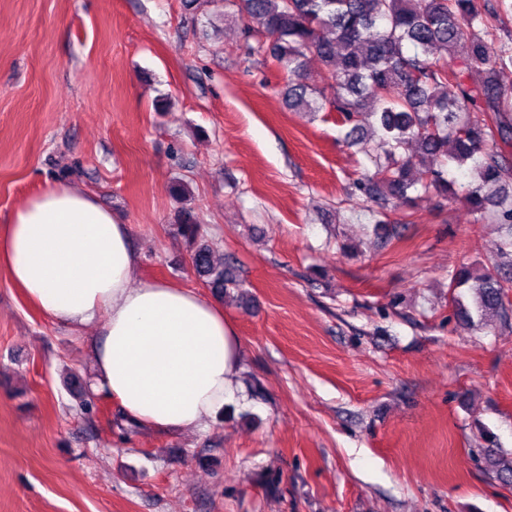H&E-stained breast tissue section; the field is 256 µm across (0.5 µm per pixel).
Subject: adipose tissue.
Segmentation results:
<instances>
[{"label": "adipose tissue", "mask_w": 512, "mask_h": 512, "mask_svg": "<svg viewBox=\"0 0 512 512\" xmlns=\"http://www.w3.org/2000/svg\"><path fill=\"white\" fill-rule=\"evenodd\" d=\"M0 270L52 322L98 324L92 388L134 422L204 430L237 393L244 344L220 300L138 282L127 225L64 183L41 190L0 225Z\"/></svg>", "instance_id": "1"}]
</instances>
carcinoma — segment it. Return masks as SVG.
<instances>
[{
    "label": "carcinoma",
    "mask_w": 512,
    "mask_h": 512,
    "mask_svg": "<svg viewBox=\"0 0 512 512\" xmlns=\"http://www.w3.org/2000/svg\"><path fill=\"white\" fill-rule=\"evenodd\" d=\"M238 14L258 22L243 28L244 48L286 75L288 108L334 112L356 143L376 138L375 172L354 182L375 202L376 225L385 230L389 213L409 200L408 190L448 193L447 166L469 167L464 194L470 210L490 215L507 228L512 249V90L498 74L512 68V45L489 39L488 17L512 4L480 0H229ZM466 43V52L454 48ZM324 65L321 81L334 89L325 97L309 83L306 62ZM483 75L471 83L472 75ZM374 117L371 129L360 124ZM420 165L424 177H413ZM178 231L196 244L191 260L197 276L222 296L240 283L217 261L194 215H180ZM449 301L457 316L486 325L509 305L512 260L485 266L478 275L461 265L450 274ZM478 280L471 304L457 289ZM487 464L504 486H512V459L488 455Z\"/></svg>",
    "instance_id": "1"
}]
</instances>
